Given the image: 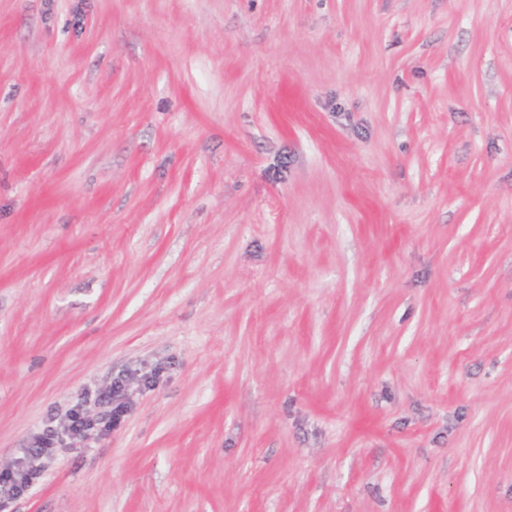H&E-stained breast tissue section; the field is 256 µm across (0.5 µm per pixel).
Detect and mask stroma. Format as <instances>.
<instances>
[{"label": "stroma", "instance_id": "obj_1", "mask_svg": "<svg viewBox=\"0 0 512 512\" xmlns=\"http://www.w3.org/2000/svg\"><path fill=\"white\" fill-rule=\"evenodd\" d=\"M13 512H512V0H0ZM125 376L116 377L104 389L86 391L64 414L51 415L48 423L35 437L33 448H25L24 456L14 469L0 472V511L5 512L34 481L41 469L35 462L52 454L55 448L66 447L73 440L85 439L92 431L103 432L115 427L127 412L123 401ZM88 404L98 410L91 412ZM67 441H70L67 443Z\"/></svg>", "mask_w": 512, "mask_h": 512}]
</instances>
